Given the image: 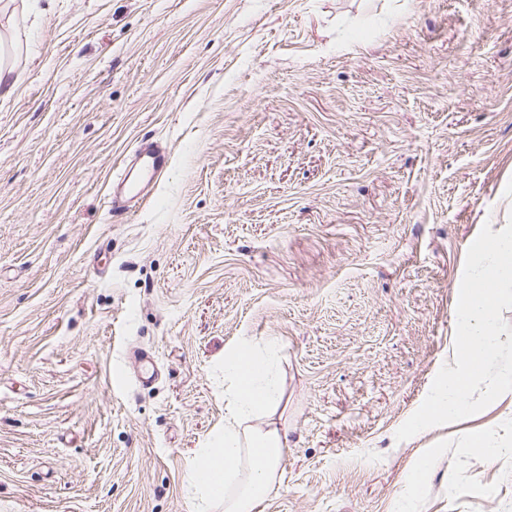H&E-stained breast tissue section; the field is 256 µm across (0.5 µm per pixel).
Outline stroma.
I'll return each instance as SVG.
<instances>
[{
  "label": "stroma",
  "mask_w": 512,
  "mask_h": 512,
  "mask_svg": "<svg viewBox=\"0 0 512 512\" xmlns=\"http://www.w3.org/2000/svg\"><path fill=\"white\" fill-rule=\"evenodd\" d=\"M0 40V512H194L244 337L281 348L260 512H512V391L395 438L512 215V0H11ZM16 68L10 57L0 56V99L10 98L16 91L19 84V75L15 73ZM138 173L133 169L123 168L120 174L112 177L111 210L112 214L121 213L125 209L124 203L130 199L140 201L149 197V185L157 174L168 165V155L152 144H142L135 157Z\"/></svg>",
  "instance_id": "stroma-1"
}]
</instances>
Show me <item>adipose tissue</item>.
I'll return each mask as SVG.
<instances>
[{"instance_id":"1","label":"adipose tissue","mask_w":512,"mask_h":512,"mask_svg":"<svg viewBox=\"0 0 512 512\" xmlns=\"http://www.w3.org/2000/svg\"><path fill=\"white\" fill-rule=\"evenodd\" d=\"M278 343L264 356L243 341L224 353V425L201 448L187 475L196 512H258L280 485L287 433L269 425L281 397Z\"/></svg>"}]
</instances>
